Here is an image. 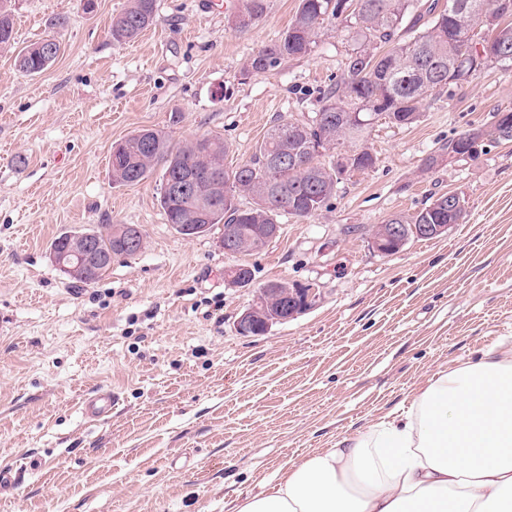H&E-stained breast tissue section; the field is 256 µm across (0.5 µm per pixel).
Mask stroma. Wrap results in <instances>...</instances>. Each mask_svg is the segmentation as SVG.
Instances as JSON below:
<instances>
[{"label":"stroma","mask_w":512,"mask_h":512,"mask_svg":"<svg viewBox=\"0 0 512 512\" xmlns=\"http://www.w3.org/2000/svg\"><path fill=\"white\" fill-rule=\"evenodd\" d=\"M15 45L0 49V467L18 469L0 512H235L291 462L407 408L435 372L512 343V141L478 160L425 159L512 110V69L488 67L429 98L411 127L378 122L374 167L345 177L317 215H280L261 253L230 256L222 233L187 239L168 224L161 171L112 184V145L143 128L174 141L224 137L226 162L253 157L281 121L309 122L344 70L346 32L320 27L313 52L244 75L286 30L299 0H267L233 30L237 0H156L134 41L109 27L129 0H0ZM52 36L61 52L26 75L17 49ZM458 193L464 218L442 237L383 255L374 225ZM131 224L144 247L78 287L49 260L60 233ZM249 265L251 285L224 283ZM270 281L314 285L319 300L268 334L240 313ZM111 389L89 420L80 400ZM114 402L115 398L111 392L97 389L84 396L81 401V411L85 417L98 420L112 413Z\"/></svg>","instance_id":"1"}]
</instances>
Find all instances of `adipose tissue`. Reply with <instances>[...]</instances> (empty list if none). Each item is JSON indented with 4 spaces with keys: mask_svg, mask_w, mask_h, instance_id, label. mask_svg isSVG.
Here are the masks:
<instances>
[{
    "mask_svg": "<svg viewBox=\"0 0 512 512\" xmlns=\"http://www.w3.org/2000/svg\"><path fill=\"white\" fill-rule=\"evenodd\" d=\"M235 512H512V345L437 372L405 412L289 464Z\"/></svg>",
    "mask_w": 512,
    "mask_h": 512,
    "instance_id": "adipose-tissue-1",
    "label": "adipose tissue"
}]
</instances>
